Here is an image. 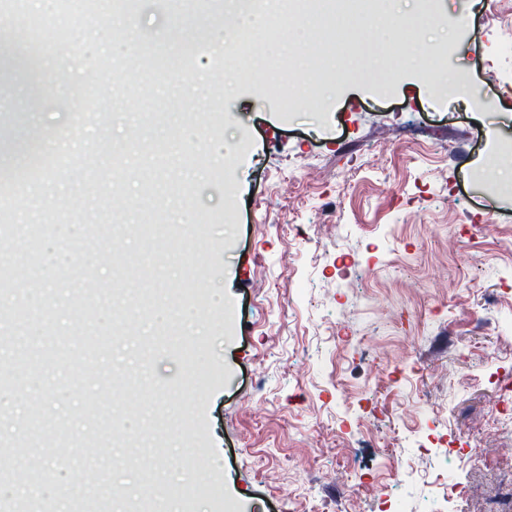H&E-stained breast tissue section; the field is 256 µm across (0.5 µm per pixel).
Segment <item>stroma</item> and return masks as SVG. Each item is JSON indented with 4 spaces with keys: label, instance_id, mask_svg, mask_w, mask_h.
Masks as SVG:
<instances>
[{
    "label": "stroma",
    "instance_id": "obj_1",
    "mask_svg": "<svg viewBox=\"0 0 512 512\" xmlns=\"http://www.w3.org/2000/svg\"><path fill=\"white\" fill-rule=\"evenodd\" d=\"M399 7L440 17L429 73L389 51L397 30L358 24L359 70L289 109L262 79L213 84L229 0H132L118 40L97 0L43 20L0 0L49 86L36 107L0 83V512L90 490L111 512H440L449 482L455 512H497L512 0ZM447 70L467 75L451 107ZM491 216L499 233L471 237ZM353 470L371 480L351 495Z\"/></svg>",
    "mask_w": 512,
    "mask_h": 512
}]
</instances>
